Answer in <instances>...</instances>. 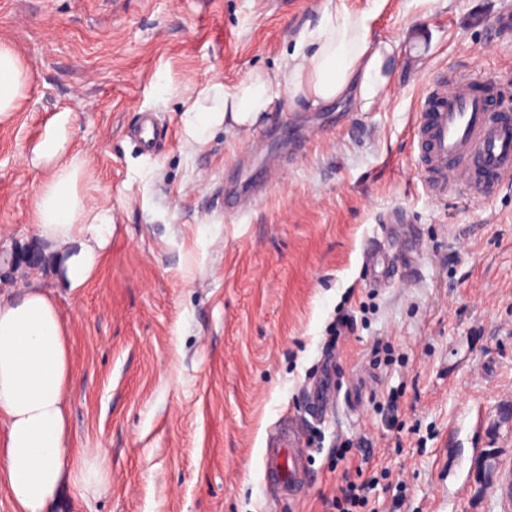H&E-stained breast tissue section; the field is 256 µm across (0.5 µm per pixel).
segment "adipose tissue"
I'll list each match as a JSON object with an SVG mask.
<instances>
[{
    "instance_id": "ef3b65f1",
    "label": "adipose tissue",
    "mask_w": 512,
    "mask_h": 512,
    "mask_svg": "<svg viewBox=\"0 0 512 512\" xmlns=\"http://www.w3.org/2000/svg\"><path fill=\"white\" fill-rule=\"evenodd\" d=\"M393 47L373 39L370 17L338 6L296 40L275 71H256L232 86L209 81L182 100L189 145L224 127L249 138L275 106L309 112L353 98L362 107L387 97ZM26 66L0 45V117L12 112L28 83ZM70 113H56L32 150L33 165L52 172L36 193L32 222L71 291L97 274L112 217L91 209L87 163L67 157ZM73 383L70 341L52 292L31 278L20 295L0 294V484L14 512H49L61 490L103 494L111 484L105 449L74 457L67 393Z\"/></svg>"
}]
</instances>
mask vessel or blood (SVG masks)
I'll return each mask as SVG.
<instances>
[{
	"mask_svg": "<svg viewBox=\"0 0 512 512\" xmlns=\"http://www.w3.org/2000/svg\"><path fill=\"white\" fill-rule=\"evenodd\" d=\"M412 132L423 183L432 196L481 195L512 181V113L490 114L487 97L468 84L457 82L447 89L435 81ZM130 136L141 154L151 155L168 140L169 130L155 113L145 112ZM363 265L376 286L394 279V267L382 249L369 250ZM303 456L293 439L275 437L262 455L266 485L282 494L303 495Z\"/></svg>",
	"mask_w": 512,
	"mask_h": 512,
	"instance_id": "1",
	"label": "vessel or blood"
}]
</instances>
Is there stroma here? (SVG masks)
<instances>
[{"instance_id": "stroma-1", "label": "stroma", "mask_w": 512, "mask_h": 512, "mask_svg": "<svg viewBox=\"0 0 512 512\" xmlns=\"http://www.w3.org/2000/svg\"><path fill=\"white\" fill-rule=\"evenodd\" d=\"M332 4L392 43L384 103L332 102L300 124L278 109L248 140L219 127L186 146L182 94L274 70ZM506 14L512 0H0V45L29 69L0 119V249L38 239L50 169L29 158L58 112L91 205L113 216L80 293L54 264L37 272L69 327L72 452L106 449L112 476L109 493L65 492L54 512H331L361 476L372 512H512V184L430 196L410 131L441 77L512 109ZM144 112L171 132L152 157L127 136ZM243 182L265 190L225 207ZM393 211L418 252L391 240ZM380 241L399 266L386 288L362 259ZM343 314L352 328L329 346ZM323 380L337 406L317 421ZM279 427L310 450L305 497L264 483Z\"/></svg>"}]
</instances>
